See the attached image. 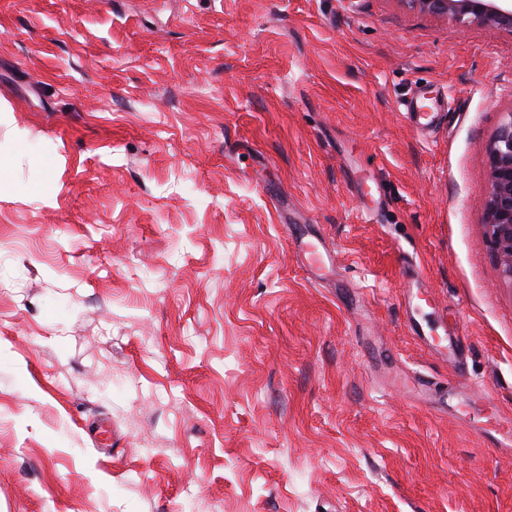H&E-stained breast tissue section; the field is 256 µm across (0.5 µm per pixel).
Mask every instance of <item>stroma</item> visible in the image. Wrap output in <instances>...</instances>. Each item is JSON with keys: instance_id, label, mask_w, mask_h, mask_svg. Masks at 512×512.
<instances>
[{"instance_id": "stroma-1", "label": "stroma", "mask_w": 512, "mask_h": 512, "mask_svg": "<svg viewBox=\"0 0 512 512\" xmlns=\"http://www.w3.org/2000/svg\"><path fill=\"white\" fill-rule=\"evenodd\" d=\"M421 87L450 107L423 134ZM1 101L0 512H512L484 438L512 429V282L483 233L512 30L0 0ZM311 238L316 241H312ZM298 246L311 268L323 271L330 270L333 266L335 262L333 253L321 238L311 234L304 235Z\"/></svg>"}]
</instances>
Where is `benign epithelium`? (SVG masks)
<instances>
[{
	"label": "benign epithelium",
	"mask_w": 512,
	"mask_h": 512,
	"mask_svg": "<svg viewBox=\"0 0 512 512\" xmlns=\"http://www.w3.org/2000/svg\"><path fill=\"white\" fill-rule=\"evenodd\" d=\"M431 15L451 16L497 28H512V0H405ZM490 189L484 233L502 275L512 281V119L503 124L489 151Z\"/></svg>",
	"instance_id": "7a95c632"
}]
</instances>
